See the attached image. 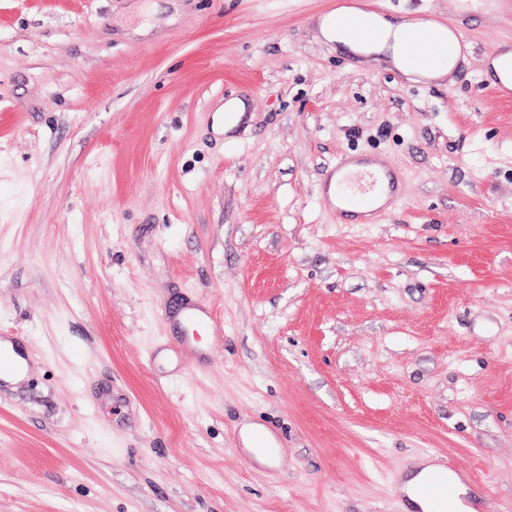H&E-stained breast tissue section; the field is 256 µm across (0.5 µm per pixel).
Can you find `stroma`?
Segmentation results:
<instances>
[{
    "label": "stroma",
    "instance_id": "obj_1",
    "mask_svg": "<svg viewBox=\"0 0 512 512\" xmlns=\"http://www.w3.org/2000/svg\"><path fill=\"white\" fill-rule=\"evenodd\" d=\"M335 2L0 0V512H406L426 456L512 512V0H378L464 31L441 85L324 41ZM345 153L400 177L372 223ZM353 160L349 154H344L336 160L332 170L331 179L336 176L338 184V192L336 195V217L344 219L349 214L354 213L353 210L369 209L371 215L382 214L389 205L397 198V177L391 171L381 167L374 159L379 169L390 176L387 186V201L385 204L377 206L376 195L368 191L355 187V175L347 169V165ZM18 359L19 363L11 351L0 348V376L15 371L19 366L16 372L3 376L5 382L17 383L24 377L26 363L21 358Z\"/></svg>",
    "mask_w": 512,
    "mask_h": 512
}]
</instances>
